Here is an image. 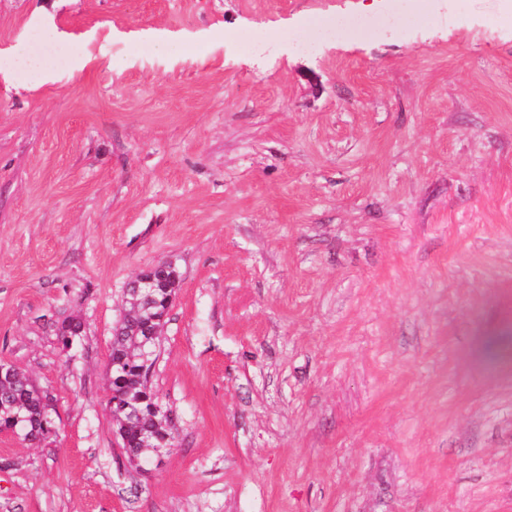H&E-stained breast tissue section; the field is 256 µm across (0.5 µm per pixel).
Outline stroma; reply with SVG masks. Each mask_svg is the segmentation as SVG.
Masks as SVG:
<instances>
[{"instance_id":"1","label":"stroma","mask_w":512,"mask_h":512,"mask_svg":"<svg viewBox=\"0 0 512 512\" xmlns=\"http://www.w3.org/2000/svg\"><path fill=\"white\" fill-rule=\"evenodd\" d=\"M354 2L0 0V59L37 24L67 55L0 73V363L55 423L0 433V512H512V17L327 35ZM166 262L142 469L112 331ZM201 37H183L179 39H173L170 37L157 36L152 37L146 43L149 46L152 54L162 56L168 54L172 49L179 48L187 53L198 52L201 48V44L207 45L202 42ZM161 268V264H158L143 271V273L162 279L163 288H158L152 277L139 276L135 283L136 293L144 296L145 300L152 299L151 294L153 293L151 303L154 305L149 310L159 318L163 315L167 316L179 282V275L175 267L168 263L164 265V268ZM154 288H157V290L154 291Z\"/></svg>"}]
</instances>
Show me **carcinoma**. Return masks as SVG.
I'll use <instances>...</instances> for the list:
<instances>
[{"instance_id":"cac0c4a2","label":"carcinoma","mask_w":512,"mask_h":512,"mask_svg":"<svg viewBox=\"0 0 512 512\" xmlns=\"http://www.w3.org/2000/svg\"><path fill=\"white\" fill-rule=\"evenodd\" d=\"M162 279L163 287L153 292L150 311L161 317L168 314L178 287L179 275L171 264L155 265L146 271ZM125 314L114 329L110 355L109 385L113 422L123 431V449L129 462H148L150 453L158 450L159 439L173 436L175 424L171 415L154 409L158 405L149 381L150 358L144 356L143 327L148 321L143 304L127 291L124 295ZM50 403L30 379L11 365L0 372V429L15 425L33 427L45 424L42 435L53 428Z\"/></svg>"}]
</instances>
